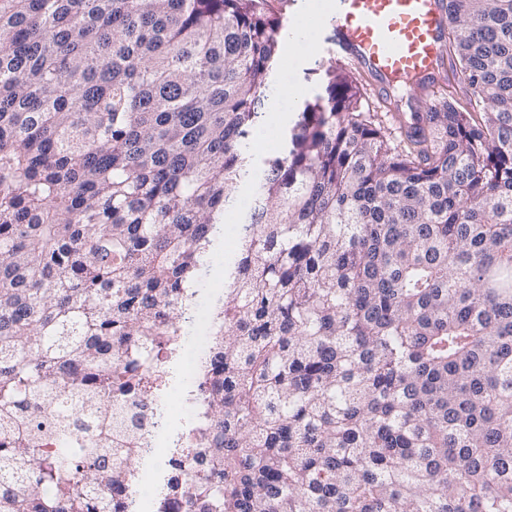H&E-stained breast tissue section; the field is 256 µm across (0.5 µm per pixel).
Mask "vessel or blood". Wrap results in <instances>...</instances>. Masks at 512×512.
Here are the masks:
<instances>
[{"instance_id": "b4317fda", "label": "vessel or blood", "mask_w": 512, "mask_h": 512, "mask_svg": "<svg viewBox=\"0 0 512 512\" xmlns=\"http://www.w3.org/2000/svg\"><path fill=\"white\" fill-rule=\"evenodd\" d=\"M446 0H337L325 29L329 55L353 59L383 87L404 83L421 110L440 78Z\"/></svg>"}]
</instances>
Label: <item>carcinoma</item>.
<instances>
[{
	"mask_svg": "<svg viewBox=\"0 0 512 512\" xmlns=\"http://www.w3.org/2000/svg\"><path fill=\"white\" fill-rule=\"evenodd\" d=\"M452 92L343 67L262 158L202 372L197 512H512V0H448ZM272 0H0V512H113L277 74ZM93 429L85 439L74 417ZM79 452L38 467L44 435ZM41 488L43 496L35 494Z\"/></svg>",
	"mask_w": 512,
	"mask_h": 512,
	"instance_id": "1",
	"label": "carcinoma"
}]
</instances>
